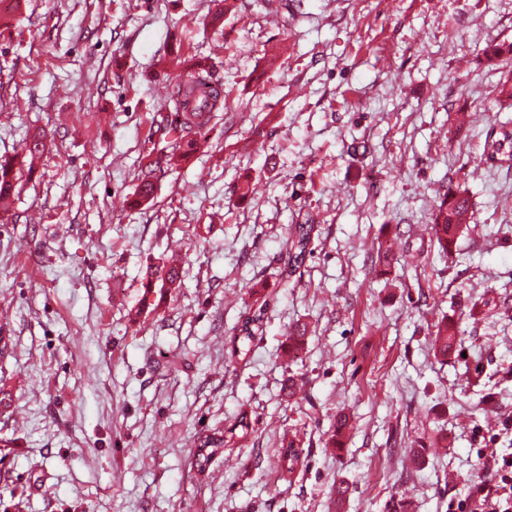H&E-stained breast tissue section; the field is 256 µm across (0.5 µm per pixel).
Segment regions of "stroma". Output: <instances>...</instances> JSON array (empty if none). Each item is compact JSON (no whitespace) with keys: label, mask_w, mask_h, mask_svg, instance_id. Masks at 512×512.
Here are the masks:
<instances>
[{"label":"stroma","mask_w":512,"mask_h":512,"mask_svg":"<svg viewBox=\"0 0 512 512\" xmlns=\"http://www.w3.org/2000/svg\"><path fill=\"white\" fill-rule=\"evenodd\" d=\"M502 42L512 0H22L0 29V159L46 147L0 212V512H448L488 479L477 449H512V168L478 155L488 122L512 125V57L486 59ZM188 58L224 107L127 207ZM452 177L471 219L448 255L426 226ZM168 259L165 291L148 273ZM241 416L247 438L199 468L196 438ZM314 231V224H292L288 229L287 245V263H285L284 272L288 271L291 274L299 268L306 260L307 255L310 254L309 249L312 233ZM263 320V313L259 310L258 313H255L242 321V324L239 328V336L242 339L241 348L238 349L241 355H248L251 351V342L253 341L254 336H256L257 332L260 329V323ZM452 317L448 316V322L444 321L438 327L434 338L435 354L441 357L443 361H447L448 357L454 355L457 350L458 329Z\"/></svg>","instance_id":"obj_1"}]
</instances>
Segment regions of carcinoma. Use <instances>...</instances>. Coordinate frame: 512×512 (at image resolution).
<instances>
[{"label":"carcinoma","mask_w":512,"mask_h":512,"mask_svg":"<svg viewBox=\"0 0 512 512\" xmlns=\"http://www.w3.org/2000/svg\"><path fill=\"white\" fill-rule=\"evenodd\" d=\"M173 98L176 107V120L171 122L167 118L159 121L158 128L163 132L178 131L179 138L173 140L165 153L155 160L150 161L141 170L140 184L136 198L132 205H138L151 197L154 191L155 174L162 172L163 166L177 167L188 161L200 146L195 135L205 128L211 114L221 108L222 100L212 86L209 71L194 69L186 79L178 82L173 90ZM41 153L45 150V142L42 136L35 135L31 141L25 142L22 153L11 159L0 160V208L8 209L6 201L11 198L16 187V180L22 175L26 166V157L31 150ZM482 156L486 164L490 166L512 167V128L505 124L493 123L489 125L483 145ZM469 199L454 184L453 178H448V187L439 195L432 215L429 230L433 240L437 243L441 252H452L458 238L464 231L463 224L469 210ZM314 225L293 224L288 229L287 245L288 256L284 271L293 272L299 268L310 254V243ZM263 313H255L242 321L239 328V336L242 339L239 353L246 356L251 351V342L260 329ZM458 329L453 318L442 323L435 334L433 348L435 354L448 360L454 355L457 348ZM250 425L246 417H241L237 424L227 431L218 430L199 437L196 455L199 465H207L212 456L220 448L235 446L234 439L238 436H246ZM299 460V452L294 444L280 450L279 467L287 471L294 469V464Z\"/></svg>","instance_id":"1"}]
</instances>
